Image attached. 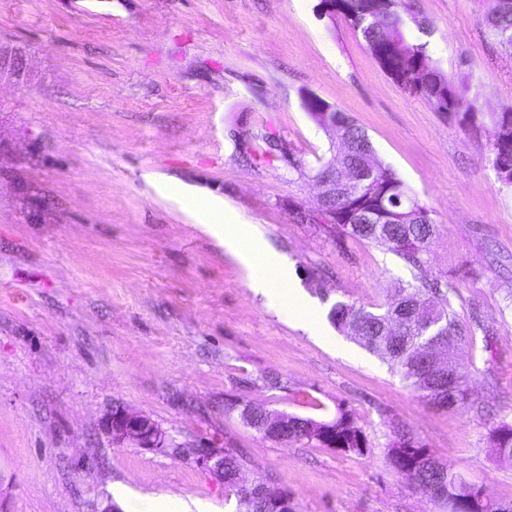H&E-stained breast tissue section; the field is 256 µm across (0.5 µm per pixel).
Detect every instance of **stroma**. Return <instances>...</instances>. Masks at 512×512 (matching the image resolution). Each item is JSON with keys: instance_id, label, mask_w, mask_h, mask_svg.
<instances>
[{"instance_id": "1", "label": "stroma", "mask_w": 512, "mask_h": 512, "mask_svg": "<svg viewBox=\"0 0 512 512\" xmlns=\"http://www.w3.org/2000/svg\"><path fill=\"white\" fill-rule=\"evenodd\" d=\"M438 67L475 111L512 104V52L479 0H412ZM320 0H0V44L24 48L30 85L0 84V512H101L112 491L236 512L203 466L232 450L247 482L295 512H439L386 460L399 430L491 499L512 464L487 433L512 422V187L474 133L398 86ZM315 95L349 115L432 212L424 267L450 282L469 403L430 406L329 313L384 307L412 273L390 248L307 224L313 176L336 151ZM275 133L276 147L263 136ZM171 177L233 209L316 306L295 326L195 216L161 198ZM326 420L349 410L364 454L262 438L225 402ZM149 416L171 445L115 444L112 407Z\"/></svg>"}]
</instances>
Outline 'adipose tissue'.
<instances>
[{"instance_id": "adipose-tissue-1", "label": "adipose tissue", "mask_w": 512, "mask_h": 512, "mask_svg": "<svg viewBox=\"0 0 512 512\" xmlns=\"http://www.w3.org/2000/svg\"><path fill=\"white\" fill-rule=\"evenodd\" d=\"M156 190L161 197L195 211L203 228L221 241L225 251L251 270V288L265 296L269 304L296 314L305 311L306 306L298 301L280 257L265 249L263 241L254 235L249 225L237 223L223 202L201 199L192 189L164 181L157 182Z\"/></svg>"}]
</instances>
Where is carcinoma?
Wrapping results in <instances>:
<instances>
[{
    "label": "carcinoma",
    "mask_w": 512,
    "mask_h": 512,
    "mask_svg": "<svg viewBox=\"0 0 512 512\" xmlns=\"http://www.w3.org/2000/svg\"><path fill=\"white\" fill-rule=\"evenodd\" d=\"M487 31L504 48L512 50V0H482ZM372 0H336L333 8L359 32L370 56L404 90L423 98L433 109L464 127L476 128L477 113L465 109L454 82L430 56L427 43L410 34L406 20L427 32L426 18L415 11L409 0H385L378 16H372ZM310 117L336 140V153L343 154V165L354 172V181L336 188L331 163H324L316 175L325 177L328 209L300 213L310 224H334L348 237L389 247L407 267L415 271L414 282L396 288L397 294L381 311L336 303L330 319L337 329L357 332L359 343L369 352L387 360L403 383L433 405L453 409L468 399V372L456 362L442 371L417 357L416 343L441 339L447 345L473 339L474 331L463 326L449 305L438 306L434 296L438 283L423 275L425 255L436 234L430 211L411 194L397 174L384 165L364 134L337 108L311 95L304 100ZM494 129L487 161L497 180L512 187V106L489 114ZM227 412L239 411L254 429L269 424L271 411L258 406L237 409L224 404ZM279 422L288 428V442H317L341 453L361 454L367 448L363 431L349 411L317 421L280 413ZM495 456L512 463V422H499L489 429ZM387 461L395 472L411 481L413 488L437 507L448 498L460 500L459 512H503L512 503L502 504L480 496V490L446 466L440 465L422 441L407 434L388 445ZM243 470L242 458L224 450V487L234 493L236 512H272L268 498L245 493L234 476Z\"/></svg>",
    "instance_id": "cac0c4a2"
}]
</instances>
